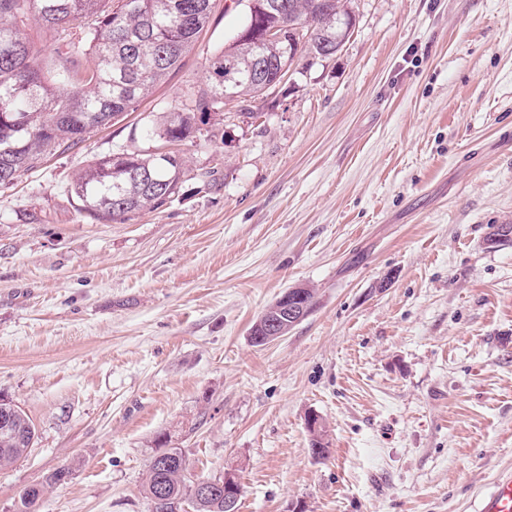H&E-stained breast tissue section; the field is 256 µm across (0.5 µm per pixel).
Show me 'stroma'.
Instances as JSON below:
<instances>
[{
	"mask_svg": "<svg viewBox=\"0 0 512 512\" xmlns=\"http://www.w3.org/2000/svg\"><path fill=\"white\" fill-rule=\"evenodd\" d=\"M356 27L181 146L178 196L94 222L75 174L201 83L244 20L215 0L136 112L0 187V395L37 427L0 512H149L155 440L239 512H471L512 469V0H355ZM314 291L287 335L250 328ZM329 453L311 451L310 416ZM71 475L70 467H60L48 474L43 483L27 487L20 495L17 512H37L45 487L65 484Z\"/></svg>",
	"mask_w": 512,
	"mask_h": 512,
	"instance_id": "1",
	"label": "stroma"
}]
</instances>
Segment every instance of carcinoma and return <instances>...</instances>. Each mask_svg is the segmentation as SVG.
<instances>
[{
  "instance_id": "carcinoma-1",
  "label": "carcinoma",
  "mask_w": 512,
  "mask_h": 512,
  "mask_svg": "<svg viewBox=\"0 0 512 512\" xmlns=\"http://www.w3.org/2000/svg\"><path fill=\"white\" fill-rule=\"evenodd\" d=\"M263 10L245 13L231 43L208 59L204 83L151 121L143 134L169 145L195 143L206 118L227 105L249 117L251 103L265 101L282 84L280 71L296 59L324 60L325 46H344L356 26L353 0H260ZM213 0H0V185L37 167L41 158L82 140L87 130L137 110L153 89L178 69L200 33L209 26ZM61 36V64L46 74L39 67L26 27L30 20ZM288 26L285 38L267 41L272 28ZM145 171L159 194L132 176ZM185 163L175 165L153 151L130 146L100 156L82 169L69 192L95 222L124 223L163 206L161 195L179 194ZM311 450L325 457L324 426L308 420ZM36 427L9 399L0 396V466L25 457ZM157 438L162 466L148 467L145 495L150 512H229L239 507L241 484L224 504V478L215 492L195 497L186 457ZM69 467L52 471L27 487L17 512H37L47 486L62 485Z\"/></svg>"
}]
</instances>
